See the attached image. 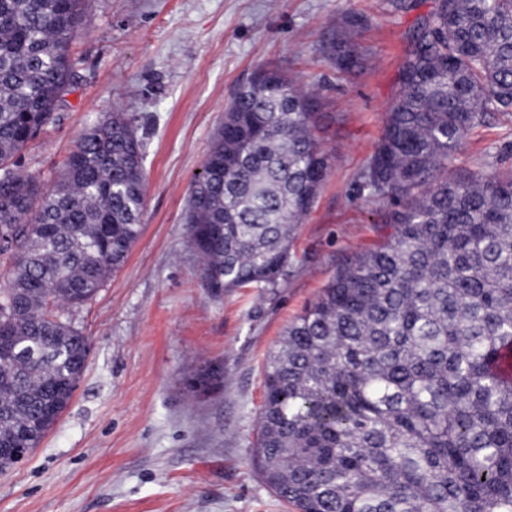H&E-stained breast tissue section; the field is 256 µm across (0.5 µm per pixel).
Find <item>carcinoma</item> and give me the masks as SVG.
Instances as JSON below:
<instances>
[{"instance_id": "1", "label": "carcinoma", "mask_w": 512, "mask_h": 512, "mask_svg": "<svg viewBox=\"0 0 512 512\" xmlns=\"http://www.w3.org/2000/svg\"><path fill=\"white\" fill-rule=\"evenodd\" d=\"M85 0H0V446L35 448L71 400L89 338L64 312L126 262L145 206L142 144L111 112L42 190L16 169L73 75ZM336 70L363 59L347 32ZM359 175L385 244L344 260L264 366L256 463L296 512H512V171L448 176L469 134L512 114V0H434ZM326 97L276 65L232 96L188 193L215 296L273 288L333 167Z\"/></svg>"}]
</instances>
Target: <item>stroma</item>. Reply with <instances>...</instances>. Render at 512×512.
<instances>
[{
  "instance_id": "obj_1",
  "label": "stroma",
  "mask_w": 512,
  "mask_h": 512,
  "mask_svg": "<svg viewBox=\"0 0 512 512\" xmlns=\"http://www.w3.org/2000/svg\"><path fill=\"white\" fill-rule=\"evenodd\" d=\"M87 0L73 79L18 168L50 188L105 113L145 148L143 230L122 269L69 311L91 340L74 396L37 448L0 473V512H288L254 462L263 371L288 324L338 263L383 239V201L358 175L398 91L416 19L433 0ZM359 18L366 67L334 68L328 41ZM266 63L325 84L333 170L296 229L277 287L208 295L188 244V189L235 90ZM455 169H512V117L476 128ZM221 377L191 388L202 372Z\"/></svg>"
}]
</instances>
